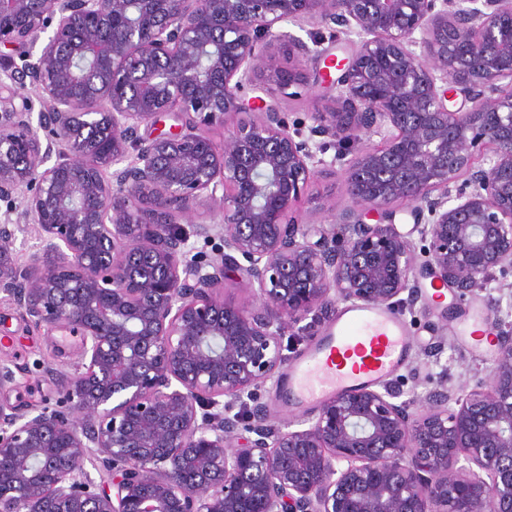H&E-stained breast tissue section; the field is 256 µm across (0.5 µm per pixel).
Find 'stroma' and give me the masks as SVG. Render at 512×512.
Instances as JSON below:
<instances>
[{
  "instance_id": "obj_1",
  "label": "stroma",
  "mask_w": 512,
  "mask_h": 512,
  "mask_svg": "<svg viewBox=\"0 0 512 512\" xmlns=\"http://www.w3.org/2000/svg\"><path fill=\"white\" fill-rule=\"evenodd\" d=\"M288 30L302 40V47L282 42L268 50L274 68L282 75L311 76L318 52L326 49L341 58L346 55L347 42L334 40L329 26L310 20L299 26L289 25ZM263 86L266 103L277 104L292 121H309L312 113L324 111L333 95L332 90L315 88L288 99L281 96L275 81H264ZM347 204L341 172L325 169L304 192L298 217L307 224H327L331 209L340 210ZM418 287L419 304L414 313L403 316L412 337V350L407 363L394 373L395 378L405 379L406 396L425 395L443 371L452 387L485 379L496 363L498 349L474 346L468 328L481 316L489 318L493 334L499 323H512V298L494 289L461 298L447 288L437 300L432 296L431 279L425 275L419 276ZM78 344V337L35 326L9 301L0 299V361L8 363L16 374V386L8 394L10 403L43 404L54 393L51 372L72 371ZM281 384V378H274L261 391V401L274 421L297 422L317 411V404L288 398Z\"/></svg>"
}]
</instances>
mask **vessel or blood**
<instances>
[{
	"mask_svg": "<svg viewBox=\"0 0 512 512\" xmlns=\"http://www.w3.org/2000/svg\"><path fill=\"white\" fill-rule=\"evenodd\" d=\"M404 324L380 308L349 309L320 347L292 373L290 398L315 401L378 382L404 361Z\"/></svg>",
	"mask_w": 512,
	"mask_h": 512,
	"instance_id": "1",
	"label": "vessel or blood"
}]
</instances>
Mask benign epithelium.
<instances>
[{"label": "benign epithelium", "mask_w": 512, "mask_h": 512, "mask_svg": "<svg viewBox=\"0 0 512 512\" xmlns=\"http://www.w3.org/2000/svg\"><path fill=\"white\" fill-rule=\"evenodd\" d=\"M313 17L352 49L316 70L338 94L304 131L247 90ZM0 45L18 55L0 60V294L80 336L55 406L0 398V512H512L511 325L454 394L442 376L420 398L342 392L302 429L259 402L285 327L335 301L412 312L418 273L505 287L512 0H0ZM321 165L349 205L304 224ZM231 274L257 303L224 302Z\"/></svg>", "instance_id": "benign-epithelium-1"}]
</instances>
